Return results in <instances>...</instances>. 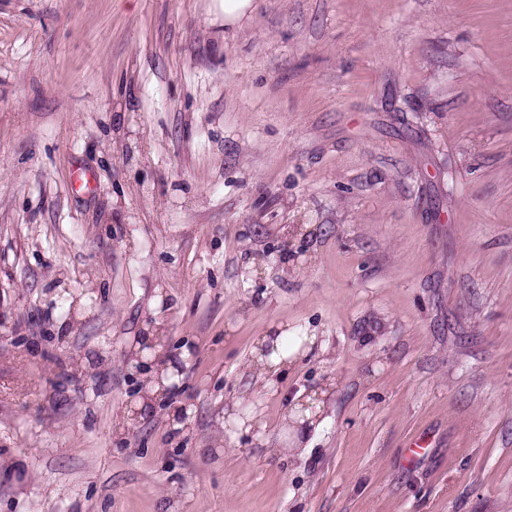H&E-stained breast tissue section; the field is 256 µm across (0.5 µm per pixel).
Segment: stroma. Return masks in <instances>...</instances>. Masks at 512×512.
<instances>
[{"label":"stroma","instance_id":"obj_1","mask_svg":"<svg viewBox=\"0 0 512 512\" xmlns=\"http://www.w3.org/2000/svg\"><path fill=\"white\" fill-rule=\"evenodd\" d=\"M223 2L0 0V512H512V0ZM285 328L280 326L264 335L259 336L256 346V359L254 366L261 376H263L269 385H274L278 379L282 378L292 368L298 354H303L316 344L317 336H304L305 345L296 353L285 354L282 352V342L286 337ZM157 376L158 375H155L154 373L152 374L151 379L145 386V392L143 391L142 396L136 400V405L140 407V409L146 408L154 399L166 392V387L173 382L169 372H162V377L159 375V379H157ZM166 377H169V379H166ZM335 384L329 381L319 390L299 395L292 405L289 419L297 431L294 441L288 450L291 453L302 455L308 447L307 437L310 430L316 429L321 423L322 408L325 399L331 394Z\"/></svg>","mask_w":512,"mask_h":512}]
</instances>
